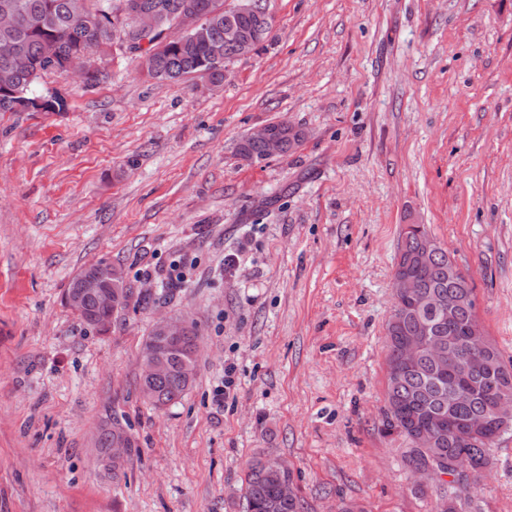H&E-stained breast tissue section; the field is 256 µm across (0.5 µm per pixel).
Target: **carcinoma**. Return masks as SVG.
<instances>
[{
	"instance_id": "cac0c4a2",
	"label": "carcinoma",
	"mask_w": 512,
	"mask_h": 512,
	"mask_svg": "<svg viewBox=\"0 0 512 512\" xmlns=\"http://www.w3.org/2000/svg\"><path fill=\"white\" fill-rule=\"evenodd\" d=\"M140 3L145 8L160 7L171 12L185 9L204 18L205 36L189 33L168 44L154 43L148 47L142 60L147 75L159 81H178L189 74L206 71L203 65L206 42L224 43V0H140ZM123 4L124 0H84L82 11L77 13L74 0H0V11L11 13L15 19L14 28L0 34V40L11 43L32 63L30 70L13 77L9 87H0V112L12 111V101L17 94L29 100H51L58 110H63L64 102L60 98L47 92L38 93L35 86L44 74L54 71L52 62L67 59L89 42L95 41L104 48L120 38L130 26L129 18L123 14ZM234 20L257 33L261 45L273 27L271 18L265 23L253 15L236 16ZM271 127L283 136L284 155L297 149L306 136L302 128L285 120L273 122ZM236 154L249 163H255L261 157L260 148L244 138L237 143ZM426 234L428 230L424 224H406L401 231L394 275L414 278L428 302L419 299L404 302L407 315L401 324L392 320L387 323L384 431L396 434L410 444L416 429L431 424L443 427L444 436L436 447L403 449L405 467L436 462L449 468L457 459L467 458L478 469H487L496 440L512 431V420L505 422L495 413L498 400L512 399V366L504 362L492 340L471 335V331L478 328L475 288L467 276L457 284L448 281V249L438 246L424 265L410 262L419 237ZM450 294L457 295L460 301L455 328L448 330L446 322L436 324L435 335L429 337L428 342L450 348L460 361L477 369L478 377L461 380L449 371L434 370L427 357L418 367L394 376L401 364L400 337L414 326L415 315L440 313L436 306L448 304ZM99 314L101 310L94 295H87L78 312L79 317L84 324L95 328V318ZM197 339L198 329L193 323L186 336L166 344L165 354L170 367L165 374L155 377L148 389H140L144 401L155 408H163L183 397L192 383L187 375L194 374ZM476 416L489 423L486 433L493 440L488 444L470 437L465 429L466 422ZM286 478L288 471L275 458L249 464L243 512H304L300 497L288 500L279 497L278 482ZM478 480L476 476L472 482L454 488L447 508L442 511L439 504L443 495H437L430 512H463L466 498Z\"/></svg>"
}]
</instances>
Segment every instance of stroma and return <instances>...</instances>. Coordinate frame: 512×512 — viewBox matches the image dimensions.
I'll use <instances>...</instances> for the list:
<instances>
[{
  "label": "stroma",
  "mask_w": 512,
  "mask_h": 512,
  "mask_svg": "<svg viewBox=\"0 0 512 512\" xmlns=\"http://www.w3.org/2000/svg\"><path fill=\"white\" fill-rule=\"evenodd\" d=\"M264 5L267 42L220 86L149 79L114 46L97 86L40 79L63 112H0V512H243L268 456L306 512H428L382 426L406 224L470 275L512 360V0ZM280 120L296 151L236 155ZM99 260L154 297L104 333L62 300ZM176 315L194 382L156 410L139 357ZM115 418L137 446L117 482L96 445ZM492 456L470 512H512V433ZM270 125L283 136L284 148L281 155L294 151L305 139V131L298 126L288 123V121L272 122Z\"/></svg>",
  "instance_id": "35a3bbf8"
}]
</instances>
